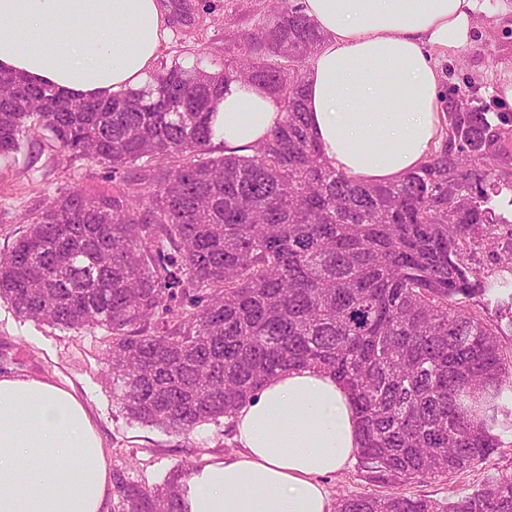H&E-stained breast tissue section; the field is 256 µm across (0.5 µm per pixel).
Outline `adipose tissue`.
Wrapping results in <instances>:
<instances>
[{"label":"adipose tissue","mask_w":512,"mask_h":512,"mask_svg":"<svg viewBox=\"0 0 512 512\" xmlns=\"http://www.w3.org/2000/svg\"><path fill=\"white\" fill-rule=\"evenodd\" d=\"M323 36L304 73L310 133L330 165L366 184L399 181L444 136L433 52L473 44L481 0H302ZM160 0H0V72L84 99L149 90L166 36ZM281 118L260 86L229 82L214 137L248 153ZM238 455L194 474L190 512H330L325 476L360 446L348 388L295 367L233 418ZM66 463L75 486L64 491ZM103 444L73 387L0 372V512H103Z\"/></svg>","instance_id":"ef3b65f1"}]
</instances>
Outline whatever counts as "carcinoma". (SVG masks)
I'll list each match as a JSON object with an SVG mask.
<instances>
[{"label":"carcinoma","mask_w":512,"mask_h":512,"mask_svg":"<svg viewBox=\"0 0 512 512\" xmlns=\"http://www.w3.org/2000/svg\"><path fill=\"white\" fill-rule=\"evenodd\" d=\"M195 22L192 0H169ZM216 73L174 64L149 92L75 100L0 73V154L34 131L112 173L23 216L0 255V299L63 329L102 327L126 416L184 434L230 418L278 370L332 373L359 415L357 457L398 483L464 472L512 430V232L494 194L512 114L445 87L446 136L400 182L333 169L308 132L304 67L322 36L290 0ZM230 81L275 95L283 119L247 155L212 156ZM502 251L491 279L465 262ZM495 310L487 320L472 309ZM118 512H185L180 475L149 488L113 477ZM336 512H512V472L454 501L343 495Z\"/></svg>","instance_id":"1"}]
</instances>
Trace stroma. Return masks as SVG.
Returning <instances> with one entry per match:
<instances>
[{
    "mask_svg": "<svg viewBox=\"0 0 512 512\" xmlns=\"http://www.w3.org/2000/svg\"><path fill=\"white\" fill-rule=\"evenodd\" d=\"M199 21L191 27L169 25L157 66H198L211 72L234 64L245 33L256 31L267 12L265 0H206ZM497 0H487L476 18L475 42L454 55L435 54L446 84L462 91L477 89L480 103L508 112L512 104L488 94V87L512 81V22L492 23ZM104 165L59 152L45 137L31 136L19 152L0 156V253L11 250L25 231L21 218L47 197L72 188L111 186ZM106 331L67 330L20 317L0 300V370L73 386L100 434L110 471L121 472L146 487L163 485L173 472L183 479L209 463L236 455L232 420L199 424L186 434L143 425L123 414L111 383L104 379ZM512 471V432L484 463L450 476L391 485L370 481L359 463L326 477L330 498L365 492H393L415 497L454 500L477 488L486 476Z\"/></svg>",
    "mask_w": 512,
    "mask_h": 512,
    "instance_id": "stroma-1",
    "label": "stroma"
}]
</instances>
